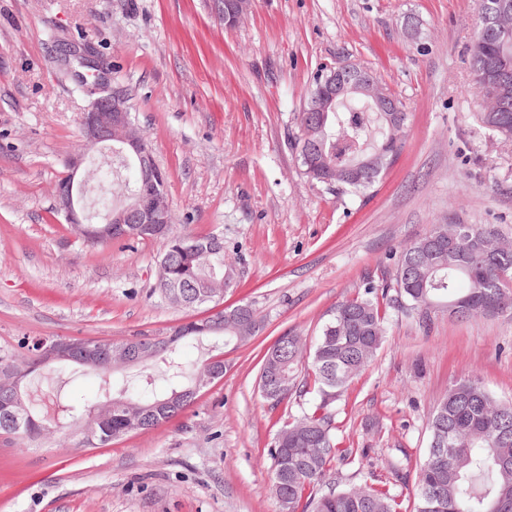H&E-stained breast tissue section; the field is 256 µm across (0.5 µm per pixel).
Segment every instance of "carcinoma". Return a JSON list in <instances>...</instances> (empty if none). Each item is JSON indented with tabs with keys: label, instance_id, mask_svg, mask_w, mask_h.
Returning <instances> with one entry per match:
<instances>
[{
	"label": "carcinoma",
	"instance_id": "obj_1",
	"mask_svg": "<svg viewBox=\"0 0 512 512\" xmlns=\"http://www.w3.org/2000/svg\"><path fill=\"white\" fill-rule=\"evenodd\" d=\"M502 52L503 38L488 33L485 16H480L470 49L478 92H496L483 86L480 71ZM399 106V112H378L366 99L347 97L331 104L322 120L300 112L297 148L307 176L319 183L345 185L355 193L373 186L388 167L387 160L397 158L401 150L398 134L407 112L404 102ZM173 228L166 224L159 230L163 254L168 256L166 278L175 284L162 289V294L178 309L206 305L208 301L198 300L197 295L233 275V266L224 258V241L213 235L177 234ZM431 237L430 232L401 250L393 277L397 297L418 314L420 324L427 327L431 321L420 311L424 299L440 301L450 295L474 300V312L460 316L462 320L486 314V305L502 298L500 313H512V251L497 248L494 226L464 225L462 241L451 254L431 250ZM215 240L218 249L206 248ZM387 296V287L379 293L369 283L363 295L336 305L312 350H307L302 337L287 335L264 356L262 369L278 375L284 385L266 401L277 405L292 395L304 360L317 395L309 411L280 427L270 449L271 493L280 512H398L395 496L368 483L313 493L336 460L332 404L381 348ZM254 333L213 315L180 324L160 340H136L144 349L142 360L135 364L136 374L118 377L125 367L117 359L112 360V369L98 370L112 392V408L94 419L93 434L83 436L79 444L99 448L122 436L155 429L190 407L195 395L188 390L208 386L209 373H214L215 380L223 377L222 361L211 364L206 359L187 365L179 342L200 343L211 336H222L226 343L244 342ZM46 368L48 364L26 337L19 340L17 351L0 354V372L18 375L13 388L0 385V390L19 396L14 407L17 418L0 419V437L5 441H35L71 418L73 405L57 399L49 412L45 403L24 390V378ZM430 431L433 436L451 431L454 441L444 453L429 448L417 471L415 512H490L496 501L507 503V512H512V464L500 463L503 458L512 459V402L496 400L480 378L469 376L448 388L432 416Z\"/></svg>",
	"mask_w": 512,
	"mask_h": 512
}]
</instances>
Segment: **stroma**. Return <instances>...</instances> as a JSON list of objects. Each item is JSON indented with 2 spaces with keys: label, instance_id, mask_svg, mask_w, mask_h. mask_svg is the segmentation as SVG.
<instances>
[{
  "label": "stroma",
  "instance_id": "obj_1",
  "mask_svg": "<svg viewBox=\"0 0 512 512\" xmlns=\"http://www.w3.org/2000/svg\"><path fill=\"white\" fill-rule=\"evenodd\" d=\"M479 0H253L225 28L210 0H0V350L24 337H163L191 313L157 287L158 240L91 247L56 208L87 99L67 43H92L167 175L182 234L223 239L224 302L260 329L223 346L224 376L181 415L104 448L71 426L0 444V512H279L269 448L306 397L271 405L261 360L286 334L314 345L338 303L391 282L399 252L436 224H491L512 242V139L486 127L469 66ZM358 63L406 104L403 148L363 195L307 177L294 147L320 67ZM374 361L332 406L340 486L390 489L414 512L429 423L480 377L512 400V315L438 310L429 327L390 302ZM38 395L102 401L98 376L58 363ZM401 462L393 475L389 465Z\"/></svg>",
  "mask_w": 512,
  "mask_h": 512
}]
</instances>
